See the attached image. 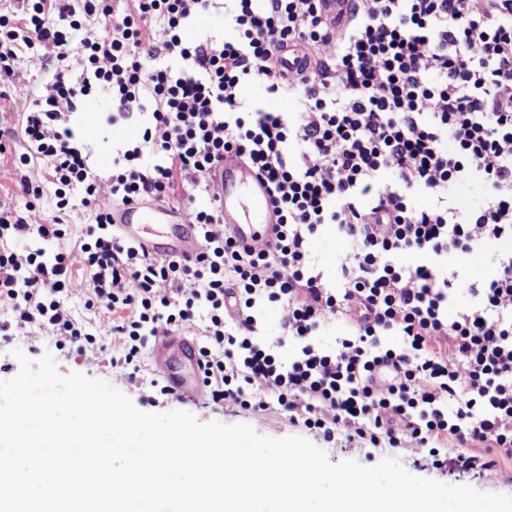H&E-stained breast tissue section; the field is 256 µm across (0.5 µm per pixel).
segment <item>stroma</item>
I'll return each instance as SVG.
<instances>
[{"label":"stroma","mask_w":512,"mask_h":512,"mask_svg":"<svg viewBox=\"0 0 512 512\" xmlns=\"http://www.w3.org/2000/svg\"><path fill=\"white\" fill-rule=\"evenodd\" d=\"M52 66H41L31 61H23L18 67L15 80L5 89L4 97L0 98V134L5 135V154L0 155V199L10 200L15 189V181L19 177H27L33 182H43L45 166L34 163L18 167L21 153L25 152V144L12 138L11 133L17 126L22 111L30 107L32 101L39 97L44 87L53 77ZM112 114V104L107 98H99L90 112L74 114V131L78 137V146L87 155L92 166L101 176H109L112 167V128L107 120ZM21 350L30 360H38L44 353H51L57 369L61 374L81 372L90 377L109 382L126 394L133 404L141 411L163 413L180 409V402L173 397L157 394L150 382L158 378L159 373L153 365L151 351H144L141 370L136 377H129L127 369L114 367L110 364L109 352L77 353L74 347H59L42 339L24 336L12 340L0 338V380L14 377L19 370V363L14 357V350ZM192 414L199 421H218L224 424L247 423L261 435L282 438L290 435L305 437L316 446L323 448L330 462L339 463L353 460L371 467L383 458L392 457L399 461L410 474L432 479L444 484H466L482 492H494L512 495V479L503 480L492 476L484 479H473L451 476L433 469L425 461L416 460L411 449L398 448L389 451H367L359 445L343 448L334 443L325 442L322 435L307 431L289 424L285 417L270 413H253L238 408L225 406L222 403L209 402L192 407Z\"/></svg>","instance_id":"1"}]
</instances>
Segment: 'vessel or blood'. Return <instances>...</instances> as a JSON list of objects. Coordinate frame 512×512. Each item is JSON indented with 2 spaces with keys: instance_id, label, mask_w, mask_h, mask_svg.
<instances>
[{
  "instance_id": "obj_1",
  "label": "vessel or blood",
  "mask_w": 512,
  "mask_h": 512,
  "mask_svg": "<svg viewBox=\"0 0 512 512\" xmlns=\"http://www.w3.org/2000/svg\"><path fill=\"white\" fill-rule=\"evenodd\" d=\"M219 180L224 206V225L240 245L261 247L272 238L277 215L265 184L240 158L226 157ZM126 237L157 256L191 257L202 248L196 226L183 223L174 212L159 203L132 202L115 214ZM167 225L166 234H152L148 225ZM156 368L175 395L194 404L203 402L207 389L195 374L184 372V365L197 361V342L173 330L161 331L153 347Z\"/></svg>"
}]
</instances>
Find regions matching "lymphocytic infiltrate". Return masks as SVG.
<instances>
[{"label": "lymphocytic infiltrate", "instance_id": "f902f5d3", "mask_svg": "<svg viewBox=\"0 0 512 512\" xmlns=\"http://www.w3.org/2000/svg\"><path fill=\"white\" fill-rule=\"evenodd\" d=\"M325 2L0 0V83L24 58L55 65L17 133L22 165L45 160L56 210L53 223L31 224L0 204V335L83 350L101 329L111 365L126 367L147 337L197 324L213 402L286 415L329 442L411 447L438 470L502 474L512 463V0H348L334 17ZM215 12L223 34L196 27ZM296 44L306 54L291 70L283 58ZM255 84L296 111L257 104L243 93ZM100 96L113 123L143 117L139 138L113 140L106 180L71 122ZM228 155L269 187L279 212L269 248L224 232L213 176ZM474 181L487 194L467 209L449 191ZM44 184L20 178L16 194L40 199ZM105 189L108 209L97 203ZM421 193L428 207L415 204ZM144 200L189 203L202 250L155 257L127 240L114 210ZM78 204L93 215L87 241L46 253ZM327 228L346 243L333 283L310 249ZM32 234L41 247L17 248ZM491 242L505 248L482 284L445 267L449 253ZM80 279L98 325L70 307ZM272 306L285 317L266 340ZM335 323L342 336L321 347Z\"/></svg>", "mask_w": 512, "mask_h": 512}]
</instances>
